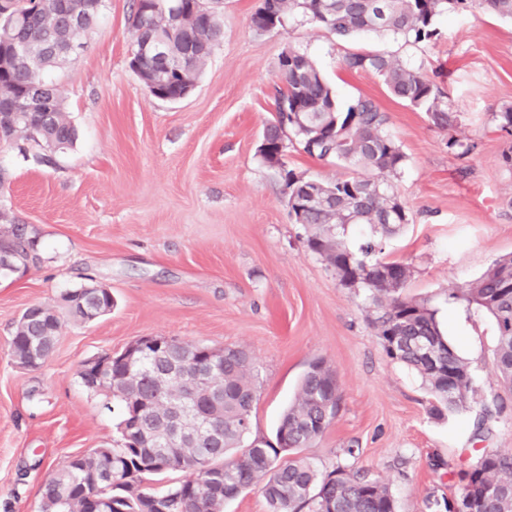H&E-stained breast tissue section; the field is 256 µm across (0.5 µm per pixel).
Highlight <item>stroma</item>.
I'll list each match as a JSON object with an SVG mask.
<instances>
[{"label":"stroma","instance_id":"35a3bbf8","mask_svg":"<svg viewBox=\"0 0 512 512\" xmlns=\"http://www.w3.org/2000/svg\"><path fill=\"white\" fill-rule=\"evenodd\" d=\"M131 0H104L79 53L54 74L78 131L45 164L0 145V228L26 225L35 266L0 279V512H40L41 487L72 455L116 439L119 411L89 393L78 371L141 336H175L247 349L257 375L253 435L272 437L309 363L337 373L341 407L303 451L320 468L364 470L390 484L398 512H445L477 448L512 449V400L484 441L473 413L438 419L420 378L386 354L366 292L340 284L289 213L274 169L258 155L274 109L281 51H306L342 100L366 96L390 117L406 156L395 190L411 222L386 241L383 260L409 264L406 296L435 309L467 359L479 397L499 392L493 318L448 292L512 254V20L485 11L438 17L435 36L341 39L294 14L272 32L250 18L260 0H224V38L193 93L150 95L128 67ZM378 52L423 68L458 118L452 129L394 98L345 54ZM452 138L477 142L456 156ZM81 286L111 289L112 311L65 321L37 371L13 361L9 341L23 311L58 308Z\"/></svg>","mask_w":512,"mask_h":512}]
</instances>
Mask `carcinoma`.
Here are the masks:
<instances>
[{
	"label": "carcinoma",
	"mask_w": 512,
	"mask_h": 512,
	"mask_svg": "<svg viewBox=\"0 0 512 512\" xmlns=\"http://www.w3.org/2000/svg\"><path fill=\"white\" fill-rule=\"evenodd\" d=\"M165 12L153 14V0H133V33L147 38L160 30L177 47L192 44L184 69L200 74L224 37V25L214 8L195 12L197 0H163ZM385 16L377 18L370 0H264L251 17L260 32L284 26L301 12L319 27L340 37L386 31L419 43L436 34V17L447 8L484 11L512 18V0H384ZM13 18L10 30L0 29V113L3 107L38 90L51 106L0 119L14 141L41 149L36 157L73 147L76 129L59 100L47 71L66 59L64 54L35 56L33 52L63 39L65 12L84 16V28L93 29L100 13L85 10V0H0V12ZM343 65L353 71L377 74L397 99L428 114L442 128H452L456 115L448 110L441 92L421 69L391 56L349 53ZM280 81L275 89L274 113L263 136L275 144L298 147L319 160L349 170L325 186L330 198L296 207L307 230V245L331 266L339 281L362 288L375 309L373 325L382 343L398 338L402 345L390 358L422 380L430 413L435 417L471 409L477 394L468 362L443 336L435 311L426 302L404 295L412 276L410 265L372 260L383 241L409 224L406 208L394 210L397 198L392 179L398 177L406 156L389 129V117L372 99L358 96L341 101L325 82L311 58L288 47V58L278 57ZM15 269L38 261L36 241L23 224L0 234V255ZM512 269V255L493 261L485 273L464 288L448 294L489 314L497 328L496 368L504 393L481 400L474 436L485 438L490 423L512 395V289L503 287V273ZM68 316L90 321L89 312L113 306L112 293L101 288H75L60 296ZM62 328L55 310L33 305L22 314L10 340L16 363L31 371L41 369L53 352ZM165 348L147 347L140 356L112 360L109 391L104 397L120 410L128 431L103 450L81 455L80 468L70 462L44 483L41 512H81L96 486L91 476L112 471V498L124 512H224V504L252 486H260L267 512H396L389 483L360 471L337 467L321 470L301 454L336 417L341 403L336 371L317 360L304 373L294 400L282 414L275 441L250 436L256 398V375L250 355L226 345L210 367L207 383L197 381L198 343L171 337ZM189 399L193 414L204 415L223 431L224 446L215 448L205 435L195 434L167 442L169 404ZM181 472L184 477L159 492L146 481ZM464 489L476 499L477 512H512V454L483 449L465 474Z\"/></svg>",
	"instance_id": "1"
}]
</instances>
